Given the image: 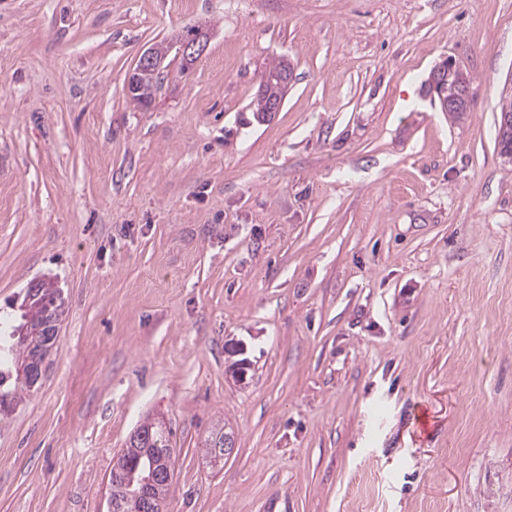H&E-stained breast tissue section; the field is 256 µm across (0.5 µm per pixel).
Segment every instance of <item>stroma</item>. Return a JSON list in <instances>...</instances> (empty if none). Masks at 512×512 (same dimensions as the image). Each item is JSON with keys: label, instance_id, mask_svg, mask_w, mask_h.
Segmentation results:
<instances>
[{"label": "stroma", "instance_id": "obj_1", "mask_svg": "<svg viewBox=\"0 0 512 512\" xmlns=\"http://www.w3.org/2000/svg\"><path fill=\"white\" fill-rule=\"evenodd\" d=\"M200 22L133 105L141 52ZM447 58L457 122L427 92ZM506 96L512 0H0V315L38 277L66 300L0 418V512H108L149 418L163 512H512ZM211 34L207 25H197L193 28L191 38L173 42L165 54L157 53L154 47L145 49L125 83L129 100L137 107L148 108L159 91L156 88L160 86L161 75L166 70L164 64L168 54L174 51V58L180 60L185 65L186 71H189L204 52ZM145 77L152 78L153 86L148 88L145 86ZM287 67L291 70L288 61L281 58L265 68L263 73L267 74L268 83L264 91H260L259 86L253 112H266L272 100L277 101L279 98L284 97L279 79ZM462 84L470 85V77L468 75L464 74L462 79L451 75L446 80L443 88L444 96L454 100L455 105L448 108L447 112L448 116L455 120L462 119L466 112H470V102L461 96Z\"/></svg>", "mask_w": 512, "mask_h": 512}]
</instances>
